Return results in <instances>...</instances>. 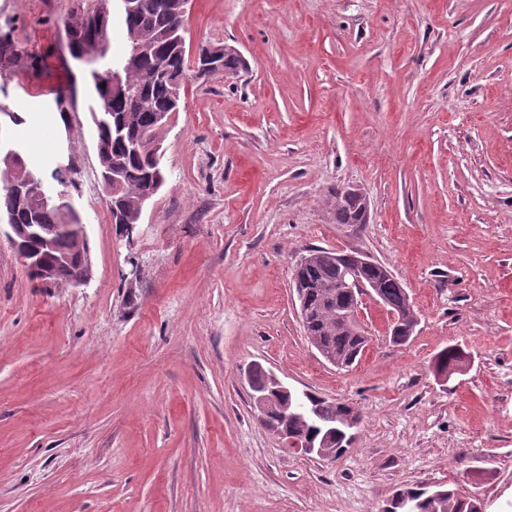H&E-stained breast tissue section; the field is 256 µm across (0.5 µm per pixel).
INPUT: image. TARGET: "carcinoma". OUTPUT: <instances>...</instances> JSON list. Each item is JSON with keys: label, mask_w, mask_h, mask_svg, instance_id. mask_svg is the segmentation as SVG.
Instances as JSON below:
<instances>
[{"label": "carcinoma", "mask_w": 512, "mask_h": 512, "mask_svg": "<svg viewBox=\"0 0 512 512\" xmlns=\"http://www.w3.org/2000/svg\"><path fill=\"white\" fill-rule=\"evenodd\" d=\"M189 0H85L86 7L66 26L67 50L73 61H83L81 76L87 93V112L102 141L98 160L103 182L112 185V196L105 204L112 219L137 222L146 195L164 183L162 171L163 135L174 113L180 111L187 72L192 56L211 55L215 45L200 43L194 54L186 51L184 17ZM118 11L127 43L125 55L115 60L109 54L113 11ZM213 56V55H211ZM215 65L199 68L196 74L208 78L222 74L234 79L246 63L233 48L224 46L213 56ZM117 181H112V176ZM21 184L24 191H0V214L14 224H76L70 207L43 206L30 187H45L43 174L27 166L16 153L11 161H0V182ZM365 199L350 190H338L325 201V209L335 224L365 223ZM44 264L54 267L60 283H67L83 271L84 244L68 233L53 240L52 247L36 243ZM340 251L324 248L308 250L309 264L302 270L300 287L310 316V330L324 350L340 359L357 362L364 345L362 327L342 322L349 297L340 287L346 261ZM362 277L378 285L385 306L404 311L410 300L401 282L377 269L362 272ZM467 354L457 345L442 349L434 358V370L451 376L462 370ZM302 403L317 414L310 420L300 413L288 419V427L322 440L326 425L336 424V435L325 448L341 456L352 440L340 423L351 406L311 392ZM405 502L389 501L381 512H481L479 499L461 498L458 490L404 488Z\"/></svg>", "instance_id": "carcinoma-1"}]
</instances>
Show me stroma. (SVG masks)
Listing matches in <instances>:
<instances>
[{
    "instance_id": "1",
    "label": "stroma",
    "mask_w": 512,
    "mask_h": 512,
    "mask_svg": "<svg viewBox=\"0 0 512 512\" xmlns=\"http://www.w3.org/2000/svg\"><path fill=\"white\" fill-rule=\"evenodd\" d=\"M80 0H0V137L67 167L87 285L38 286L0 236V512H380L418 483L512 512V0H191L186 41L233 47L238 79L189 78L165 183L134 232L104 203L84 98L44 124L76 65ZM365 197L360 229L323 201ZM360 250L420 323L336 369L304 335L300 255ZM460 345L448 382L430 369ZM362 414L336 460L285 448L246 373ZM467 354L457 345L442 349L434 358V372H447L448 377L462 370Z\"/></svg>"
}]
</instances>
